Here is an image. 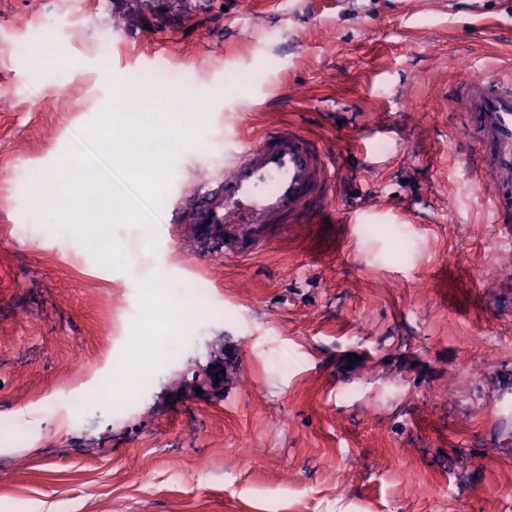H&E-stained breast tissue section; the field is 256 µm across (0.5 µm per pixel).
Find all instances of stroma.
<instances>
[{
    "instance_id": "obj_1",
    "label": "stroma",
    "mask_w": 512,
    "mask_h": 512,
    "mask_svg": "<svg viewBox=\"0 0 512 512\" xmlns=\"http://www.w3.org/2000/svg\"><path fill=\"white\" fill-rule=\"evenodd\" d=\"M225 4L0 0V512H512V245L472 187L459 85L512 70V0ZM45 41L67 67L34 64ZM144 87L198 138L109 267L31 179L67 176ZM273 124L336 157V221L187 250L178 197ZM158 293L183 321L143 375ZM121 373L135 389L99 399Z\"/></svg>"
}]
</instances>
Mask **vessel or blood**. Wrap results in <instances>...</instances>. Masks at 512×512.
<instances>
[{"label":"vessel or blood","mask_w":512,"mask_h":512,"mask_svg":"<svg viewBox=\"0 0 512 512\" xmlns=\"http://www.w3.org/2000/svg\"><path fill=\"white\" fill-rule=\"evenodd\" d=\"M461 87L477 144V189L498 235L512 240V77L468 76ZM335 171L334 159L303 133L272 126L225 160L223 173L201 185L185 208L207 253L241 257L265 242L270 225L321 219Z\"/></svg>","instance_id":"vessel-or-blood-1"}]
</instances>
